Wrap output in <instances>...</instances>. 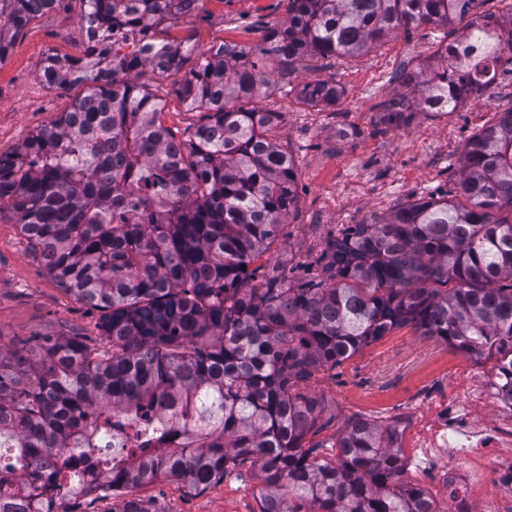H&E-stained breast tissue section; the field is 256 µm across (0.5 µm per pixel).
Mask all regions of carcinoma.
I'll list each match as a JSON object with an SVG mask.
<instances>
[{"instance_id": "carcinoma-1", "label": "carcinoma", "mask_w": 512, "mask_h": 512, "mask_svg": "<svg viewBox=\"0 0 512 512\" xmlns=\"http://www.w3.org/2000/svg\"><path fill=\"white\" fill-rule=\"evenodd\" d=\"M85 2L81 54L47 56L40 77L93 87L0 154V204L47 274L103 311L107 344L62 339L35 368L16 353L27 382L0 362L3 467L23 471L25 492L0 476V512L48 507L64 470L84 477L106 410L143 418L138 447L112 449L101 482L109 512H159L127 490L161 475L206 487L246 462L264 484L258 512H439L401 481L393 425L350 422L332 460L304 447L318 401L293 388L407 323L512 367V108L467 140L460 199L418 198L350 225L328 242L317 279L290 285L273 266L253 285L251 264L280 248L299 204L278 113L255 106L269 84L258 62L353 57L401 26L460 24L404 75L421 96L381 104L401 118L435 100L446 115L512 78V6L468 21L475 0H288L283 25L255 48L197 52L157 38L198 11L194 0ZM58 3L0 0V62ZM147 66L184 72L174 93L203 113L187 138L163 125L159 96L124 78ZM338 93L321 81L302 101L330 106Z\"/></svg>"}]
</instances>
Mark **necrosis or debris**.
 Wrapping results in <instances>:
<instances>
[{"label": "necrosis or debris", "mask_w": 512, "mask_h": 512, "mask_svg": "<svg viewBox=\"0 0 512 512\" xmlns=\"http://www.w3.org/2000/svg\"><path fill=\"white\" fill-rule=\"evenodd\" d=\"M493 404L494 417L475 422L458 402L443 400L437 416L417 426L408 445L420 449L425 467L434 469L451 512H512V461L499 451L512 447V385L501 373L477 377L470 389ZM491 484L492 495L473 501V488Z\"/></svg>", "instance_id": "necrosis-or-debris-1"}]
</instances>
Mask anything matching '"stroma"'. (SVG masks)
<instances>
[{
	"label": "stroma",
	"instance_id": "stroma-1",
	"mask_svg": "<svg viewBox=\"0 0 512 512\" xmlns=\"http://www.w3.org/2000/svg\"><path fill=\"white\" fill-rule=\"evenodd\" d=\"M86 9L85 0H60L11 42L0 62V153L16 151L87 93L85 83L62 92L40 78L46 56L79 55ZM287 11L288 0H204L197 15L159 29L157 36L191 37L201 51L221 43L247 49L261 43L267 28L282 25ZM442 38V28L429 24L400 28L358 57L299 58L284 84L275 62H266L271 84L257 105L280 115L279 140L295 161L299 208L288 220L283 248L261 257L260 266L280 265L292 283L312 279L319 274L317 260L328 241L348 225L411 198L457 195L464 145L492 123L496 112L512 107V80L494 84L436 119L418 113L387 125L379 108L394 97L420 96V88L404 86L393 75L423 62ZM176 79L173 73L148 71L138 81L164 98V125L181 131L197 124L201 114L176 98ZM322 80L336 82L340 95L335 105L312 108L299 100L304 86ZM74 335L91 346L105 345L100 311L49 277L9 208L0 209V361L12 365L19 348ZM495 367V360L471 358L438 337L409 325L398 327L341 365L317 370L298 383L297 392L318 401L316 424L306 442L317 446L318 457L333 456L332 445L350 421L418 420L431 409L420 402V394L461 399V383L473 369L488 373ZM262 492V482L246 465L204 488L178 489L160 479L135 494L154 500L158 512H258Z\"/></svg>",
	"mask_w": 512,
	"mask_h": 512
}]
</instances>
